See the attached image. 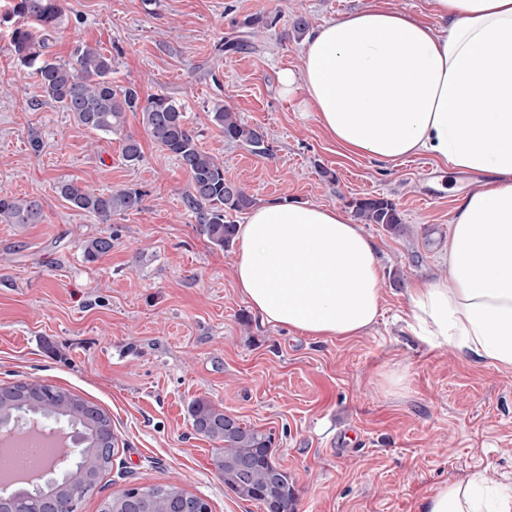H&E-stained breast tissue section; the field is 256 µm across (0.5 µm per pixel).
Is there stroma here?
<instances>
[{"label": "stroma", "instance_id": "stroma-1", "mask_svg": "<svg viewBox=\"0 0 512 512\" xmlns=\"http://www.w3.org/2000/svg\"><path fill=\"white\" fill-rule=\"evenodd\" d=\"M370 0H62L50 56L88 44L112 58V81L141 99L184 104L198 143L256 203L278 198L346 208L363 196L393 200L409 231L375 224L382 266L381 315L367 333L317 340L262 323L232 278L238 244L214 245L183 197L189 176L127 113L109 136L79 126L21 68L0 26V196L40 201L39 224L0 223V385L39 381L98 405L112 419L115 451L103 497L172 483L203 497L211 512H265L225 487L215 445L197 434L187 407L205 398L240 423L272 433L276 460L294 487L291 512H419L443 483L482 473L512 492V370L434 348L404 328L407 286L448 273V239L464 186L426 155L387 169L345 158L280 73L302 65L309 28ZM262 16L241 52L224 49L246 19ZM262 132L270 152L226 142L215 106ZM141 145L128 164L125 137ZM142 192L140 210L108 222L71 206L62 180ZM110 237L96 261L86 241ZM405 375L402 389L384 377Z\"/></svg>", "mask_w": 512, "mask_h": 512}]
</instances>
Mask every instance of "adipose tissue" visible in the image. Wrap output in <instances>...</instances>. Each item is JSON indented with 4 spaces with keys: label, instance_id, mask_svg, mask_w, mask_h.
I'll use <instances>...</instances> for the list:
<instances>
[{
    "label": "adipose tissue",
    "instance_id": "obj_1",
    "mask_svg": "<svg viewBox=\"0 0 512 512\" xmlns=\"http://www.w3.org/2000/svg\"><path fill=\"white\" fill-rule=\"evenodd\" d=\"M431 20L371 5L308 34L283 92L300 97L348 156L394 167L415 155L485 175L463 194L448 275L407 290L403 321L434 347L453 345L512 369V0H428ZM233 277L262 321L323 340L376 323L378 246L340 208L270 200L237 228ZM420 512H512L482 478L445 483Z\"/></svg>",
    "mask_w": 512,
    "mask_h": 512
}]
</instances>
